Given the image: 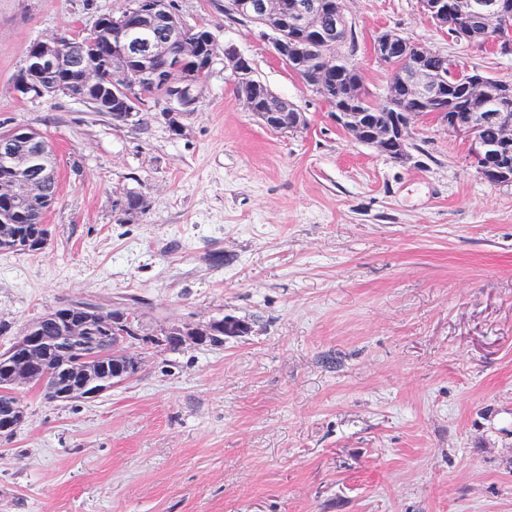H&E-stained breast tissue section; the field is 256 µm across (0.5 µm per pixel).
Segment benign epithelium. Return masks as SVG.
Here are the masks:
<instances>
[{
	"instance_id": "1",
	"label": "benign epithelium",
	"mask_w": 512,
	"mask_h": 512,
	"mask_svg": "<svg viewBox=\"0 0 512 512\" xmlns=\"http://www.w3.org/2000/svg\"><path fill=\"white\" fill-rule=\"evenodd\" d=\"M231 10L240 17L264 26L275 59L286 68L292 63L305 62L320 72L337 64L343 47V32L349 27L344 0L331 6L333 30L321 33L322 16L297 0H231ZM423 15L438 28L448 26L447 0H420ZM483 24L494 30L488 47L505 53L512 51V0H484L470 9H460L454 24L460 37L470 26ZM162 28V37L141 44L123 37L130 29ZM112 30V42L102 57L83 56L78 46L101 40ZM215 43L213 33L207 42L191 36L175 15L168 0H130L118 12L102 15L89 32L78 31L54 36L36 43L26 56L25 67L13 79V88L21 98L79 97L76 87L65 73L80 72L81 88L88 93L86 100L101 110L113 112L128 123L138 111L141 92L146 85L158 86L167 104L162 117L173 132L180 133V117L196 102L195 89L200 85L199 74L211 69L217 52L206 49ZM373 53L389 74V85L406 88L409 97L399 99L387 92L377 102L367 91L362 96L374 108L372 112H334L332 118L352 140L369 145L396 162L410 154V130L418 121L444 127L468 146V160L486 181L496 180L505 164L512 161V86L502 84L505 94L498 97L499 107L480 109L460 116L437 107L448 79L468 91H482L483 75L448 59L449 72L434 70L424 61L437 51L418 45L408 49L385 32L373 41ZM192 59L194 65L184 66ZM224 67L231 79L241 86H254L259 80L253 75L250 62L232 45L224 46ZM245 109L253 112L267 128L284 136L303 130L299 123L287 125L273 112H258L252 95L241 96ZM498 124L501 134L494 142L486 140L483 128L489 122ZM51 143L40 133L17 125L0 131V158L7 161L10 173H0V199L12 203H29L43 193L42 181L31 168L35 157H49ZM79 305L72 302L54 310L46 320L64 319L66 329L58 336H47L37 326L29 324L17 341L0 355V385L11 391L14 405L0 413V436H10L24 423L23 400L19 390L42 383L48 376L44 353L66 347L79 355L73 365L53 374L54 385L49 399L60 402L88 400L112 390L130 380L139 370V360L130 354L132 338L123 329L125 313L97 308L80 316L73 315ZM109 333L110 352L96 348L94 337L86 335L90 326ZM242 324L232 316L195 326H173L165 330L177 346L187 343L200 345L224 336L241 334ZM114 360L112 374L103 373L105 359Z\"/></svg>"
}]
</instances>
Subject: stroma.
Listing matches in <instances>:
<instances>
[{
    "label": "stroma",
    "instance_id": "1",
    "mask_svg": "<svg viewBox=\"0 0 512 512\" xmlns=\"http://www.w3.org/2000/svg\"><path fill=\"white\" fill-rule=\"evenodd\" d=\"M125 0H0V124L59 164L39 253L0 252V350L72 301L132 309L137 376L100 397L24 394L0 438V512H512V186L484 180L441 126L407 162L352 141L228 0H175L305 113L283 137L216 59L173 134L67 98H20L29 44L92 30ZM365 87L391 30L485 76L512 54L431 25L419 0H349ZM145 195L134 218L126 191ZM223 345L154 344L224 316ZM241 102L243 103L245 109L248 112H253V114L259 118L260 122L265 127L281 135L288 137V135L297 134L305 129L301 124H299V121L293 125H286L283 120H281L279 116L275 114V112H257L254 105V99L249 93L242 94Z\"/></svg>",
    "mask_w": 512,
    "mask_h": 512
}]
</instances>
